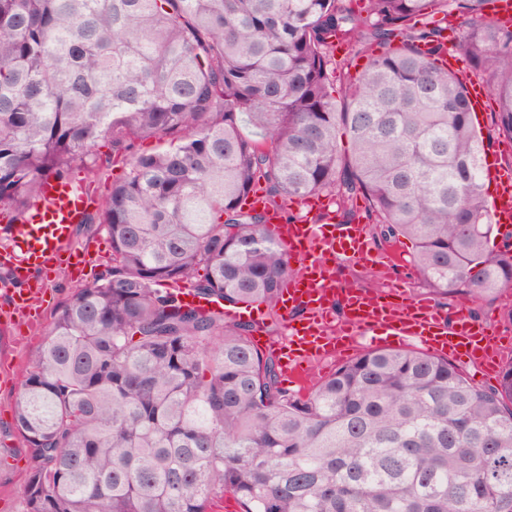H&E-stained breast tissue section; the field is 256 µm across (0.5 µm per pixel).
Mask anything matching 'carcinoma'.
I'll list each match as a JSON object with an SVG mask.
<instances>
[{
  "label": "carcinoma",
  "instance_id": "carcinoma-1",
  "mask_svg": "<svg viewBox=\"0 0 512 512\" xmlns=\"http://www.w3.org/2000/svg\"><path fill=\"white\" fill-rule=\"evenodd\" d=\"M492 2L0 0V212L122 170L84 220L112 258L62 304L5 431L30 450L20 512H211L229 491L241 512H512V362L483 389L446 358L371 349L300 397L253 324L224 318L277 316L295 274L243 206L255 190L290 224L311 196L363 211L412 242L436 297L512 288V246L489 248L492 145L439 64L450 30L512 142Z\"/></svg>",
  "mask_w": 512,
  "mask_h": 512
}]
</instances>
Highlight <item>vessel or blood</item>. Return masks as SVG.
<instances>
[{
  "instance_id": "b4317fda",
  "label": "vessel or blood",
  "mask_w": 512,
  "mask_h": 512,
  "mask_svg": "<svg viewBox=\"0 0 512 512\" xmlns=\"http://www.w3.org/2000/svg\"><path fill=\"white\" fill-rule=\"evenodd\" d=\"M484 176L494 184L490 199L491 219L503 231L512 230V173L488 159ZM89 199L71 186L50 180L43 184L41 198L23 221L0 226L9 240L0 250V263L11 266L16 280L26 282L31 271L50 266L85 262V254L72 249L74 229L84 218ZM268 228L288 254L300 257L303 268L282 290L281 309L288 334V361L284 372L301 382L303 365L314 358L332 357L351 350L358 333L379 331L386 336H414L427 351L453 359L467 358L480 371L494 372L512 344L498 341L496 333L471 321L467 314L445 319L427 301L392 304L381 296L343 287L335 277L334 263L343 254L364 256L363 232L357 226L341 228L300 221L279 223L269 214ZM342 303L344 319L331 327L334 303ZM36 290L25 287L13 296L12 313L37 329L41 315Z\"/></svg>"
}]
</instances>
